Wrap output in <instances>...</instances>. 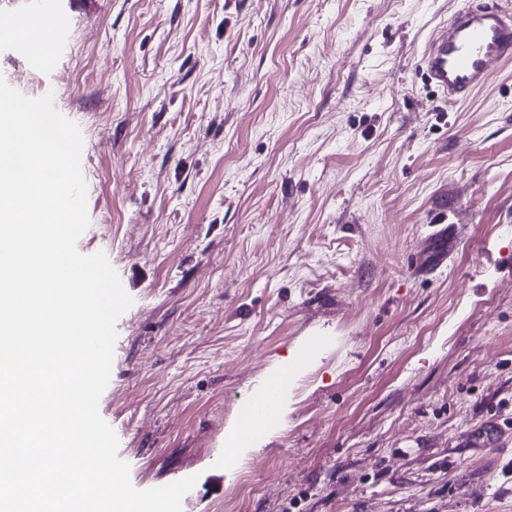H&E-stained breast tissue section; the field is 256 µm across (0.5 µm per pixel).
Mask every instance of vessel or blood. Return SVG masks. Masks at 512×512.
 <instances>
[{
    "instance_id": "vessel-or-blood-1",
    "label": "vessel or blood",
    "mask_w": 512,
    "mask_h": 512,
    "mask_svg": "<svg viewBox=\"0 0 512 512\" xmlns=\"http://www.w3.org/2000/svg\"><path fill=\"white\" fill-rule=\"evenodd\" d=\"M65 17L47 22L34 8L18 13L0 12V38L21 39L35 56L52 47L56 29L67 26ZM512 62V8L496 4L465 5L436 29L420 59V67L443 98L468 99L485 86L491 75ZM501 431L491 420L467 436L468 445L496 442Z\"/></svg>"
}]
</instances>
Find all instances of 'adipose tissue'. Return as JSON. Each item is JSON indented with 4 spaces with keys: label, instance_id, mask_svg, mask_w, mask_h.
Returning <instances> with one entry per match:
<instances>
[{
    "label": "adipose tissue",
    "instance_id": "ef3b65f1",
    "mask_svg": "<svg viewBox=\"0 0 512 512\" xmlns=\"http://www.w3.org/2000/svg\"><path fill=\"white\" fill-rule=\"evenodd\" d=\"M292 372V367L283 362L265 376L252 411L242 415L230 431L229 454L249 453L271 423L285 421L288 414L286 391Z\"/></svg>",
    "mask_w": 512,
    "mask_h": 512
}]
</instances>
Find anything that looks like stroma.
I'll list each match as a JSON object with an SVG mask.
<instances>
[{
	"instance_id": "1",
	"label": "stroma",
	"mask_w": 512,
	"mask_h": 512,
	"mask_svg": "<svg viewBox=\"0 0 512 512\" xmlns=\"http://www.w3.org/2000/svg\"><path fill=\"white\" fill-rule=\"evenodd\" d=\"M467 0H37L0 78L82 133L85 255L132 306L99 401L182 512H512V65L451 103L416 62ZM455 225L435 267L434 225ZM320 349L284 423L224 437ZM497 445L465 446L487 419ZM68 24L66 17L55 18L52 27L48 26L45 15L28 7L22 12H0V38L9 40L20 38L23 45L38 58L43 57L47 48L54 51L52 38L54 31ZM293 371L286 359L265 376L258 397L254 401L256 406L251 412L244 413L230 431L227 449L230 455L246 454L254 450L258 437L271 423L285 421L288 414V377Z\"/></svg>"
}]
</instances>
